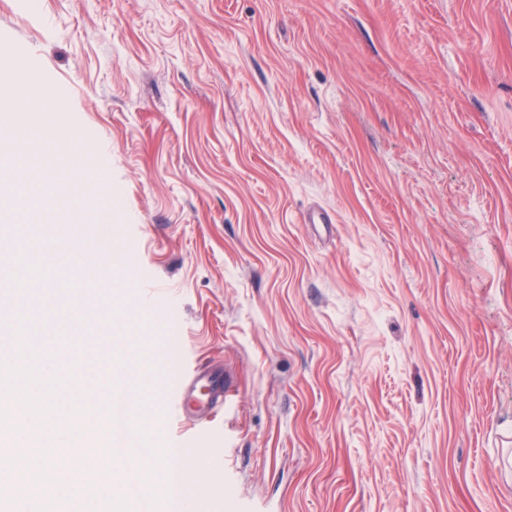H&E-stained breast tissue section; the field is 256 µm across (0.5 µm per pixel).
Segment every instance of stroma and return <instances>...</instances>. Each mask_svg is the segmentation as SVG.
Returning a JSON list of instances; mask_svg holds the SVG:
<instances>
[{
  "instance_id": "stroma-1",
  "label": "stroma",
  "mask_w": 512,
  "mask_h": 512,
  "mask_svg": "<svg viewBox=\"0 0 512 512\" xmlns=\"http://www.w3.org/2000/svg\"><path fill=\"white\" fill-rule=\"evenodd\" d=\"M1 52L65 92L121 268L56 264L71 226L0 196V322L40 345L50 277L136 342L154 391L114 388L201 449L204 512H512V0H0ZM39 94L0 89V136ZM173 323L237 386L191 435ZM54 454L88 487L111 461L93 430Z\"/></svg>"
}]
</instances>
